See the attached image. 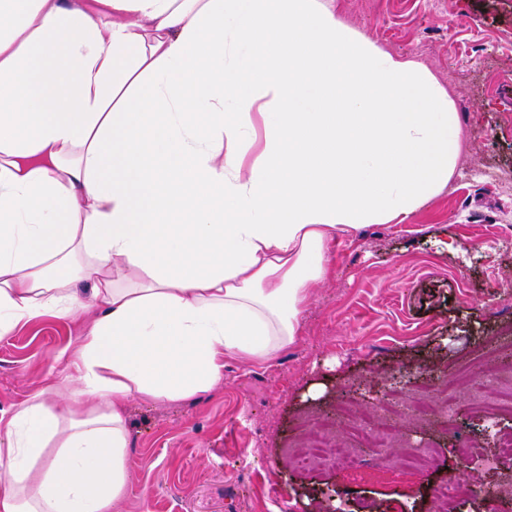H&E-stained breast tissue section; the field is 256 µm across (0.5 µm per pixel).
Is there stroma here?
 <instances>
[{"label": "stroma", "mask_w": 512, "mask_h": 512, "mask_svg": "<svg viewBox=\"0 0 512 512\" xmlns=\"http://www.w3.org/2000/svg\"><path fill=\"white\" fill-rule=\"evenodd\" d=\"M336 14L378 46L425 63L447 88L461 131L459 166L512 172V0H335ZM512 188L451 178L401 224H369L337 237L331 277L318 284L294 344L270 365L230 358L212 391L128 410L132 479L115 512H435L431 484L447 477L483 490L512 482V465L458 454L483 417L461 406L453 427L403 414L436 402L446 381L506 361L512 337V238L500 232ZM91 312L43 316L0 337V411L59 377L57 354L75 347ZM404 381H396L397 372ZM400 410L388 458L366 452L355 418L377 404ZM350 407L336 433L362 450L357 465L302 472L292 457L307 428ZM428 446L431 462L404 456Z\"/></svg>", "instance_id": "35a3bbf8"}]
</instances>
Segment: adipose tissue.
<instances>
[{
    "instance_id": "obj_1",
    "label": "adipose tissue",
    "mask_w": 512,
    "mask_h": 512,
    "mask_svg": "<svg viewBox=\"0 0 512 512\" xmlns=\"http://www.w3.org/2000/svg\"><path fill=\"white\" fill-rule=\"evenodd\" d=\"M458 134L333 0H0V337L94 313L0 414V512H113L130 402L274 362L330 241L441 192Z\"/></svg>"
}]
</instances>
